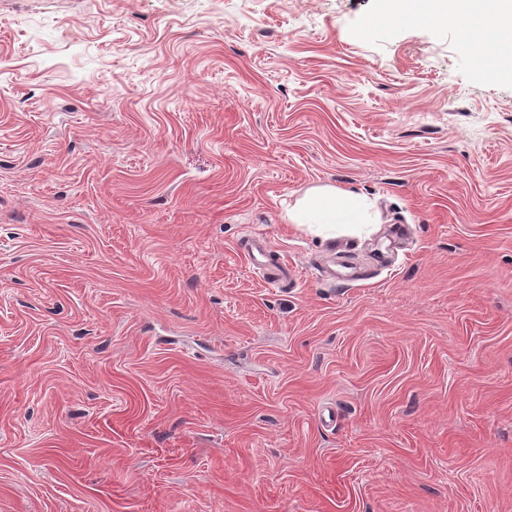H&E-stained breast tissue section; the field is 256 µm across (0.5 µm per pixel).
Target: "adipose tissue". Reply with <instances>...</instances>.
Returning <instances> with one entry per match:
<instances>
[{"instance_id":"obj_1","label":"adipose tissue","mask_w":512,"mask_h":512,"mask_svg":"<svg viewBox=\"0 0 512 512\" xmlns=\"http://www.w3.org/2000/svg\"><path fill=\"white\" fill-rule=\"evenodd\" d=\"M382 21L394 17L451 24L475 53H482L488 41L500 47L492 74L512 78V0H386ZM285 218L304 224L322 234L340 226L359 228L378 223L375 201L336 187H321L307 193L289 207Z\"/></svg>"}]
</instances>
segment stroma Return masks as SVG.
<instances>
[{
  "label": "stroma",
  "instance_id": "stroma-1",
  "mask_svg": "<svg viewBox=\"0 0 512 512\" xmlns=\"http://www.w3.org/2000/svg\"><path fill=\"white\" fill-rule=\"evenodd\" d=\"M381 6L0 0V512H512V81ZM285 219L329 234L336 232V226H356L361 230L369 224H378L379 214L375 201L367 197L336 187H321L288 207ZM248 256L254 272L271 285L278 284L279 279L277 277H286L288 274V269L272 257L260 239L251 241ZM274 267L277 268V273H271Z\"/></svg>",
  "mask_w": 512,
  "mask_h": 512
}]
</instances>
